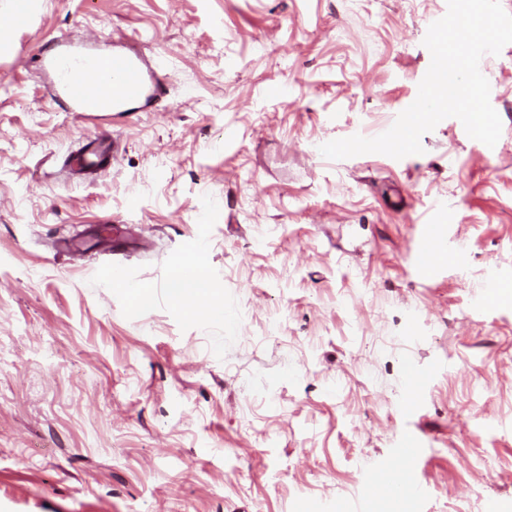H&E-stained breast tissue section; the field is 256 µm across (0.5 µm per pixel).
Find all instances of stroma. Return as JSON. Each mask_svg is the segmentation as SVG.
Returning <instances> with one entry per match:
<instances>
[{
	"label": "stroma",
	"mask_w": 512,
	"mask_h": 512,
	"mask_svg": "<svg viewBox=\"0 0 512 512\" xmlns=\"http://www.w3.org/2000/svg\"><path fill=\"white\" fill-rule=\"evenodd\" d=\"M447 0H0V512H512V43L481 72L495 146L328 159L418 95ZM169 75L63 111L49 40ZM97 137L112 165L67 160ZM443 227L460 260L415 255ZM203 251L193 318L168 281ZM148 288L149 304L135 287ZM423 376L411 390L410 374ZM399 448L398 456L406 467V475L400 480H391L382 478L378 472L367 473L364 477V487L371 496L386 494L395 501L397 512L404 511L407 498H419L422 494V484L413 475L414 466L418 464L421 458V448L418 442L413 438H405Z\"/></svg>",
	"instance_id": "1"
}]
</instances>
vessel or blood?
Wrapping results in <instances>:
<instances>
[{
	"label": "vessel or blood",
	"mask_w": 512,
	"mask_h": 512,
	"mask_svg": "<svg viewBox=\"0 0 512 512\" xmlns=\"http://www.w3.org/2000/svg\"><path fill=\"white\" fill-rule=\"evenodd\" d=\"M42 63L59 80L60 97L72 112H92L105 108L123 111L127 106L145 100H156L165 91V74L145 70L138 56L116 51L102 56L94 52L76 54L68 50L64 39L46 44ZM118 152L117 146L94 139L85 144L79 154L81 166L90 173L107 168ZM422 451L413 438H405L398 451L407 473L396 481L379 474H366L364 487L369 495L386 494L395 501L397 512H402L406 499L422 494V484L412 470L418 464Z\"/></svg>",
	"instance_id": "b4317fda"
}]
</instances>
